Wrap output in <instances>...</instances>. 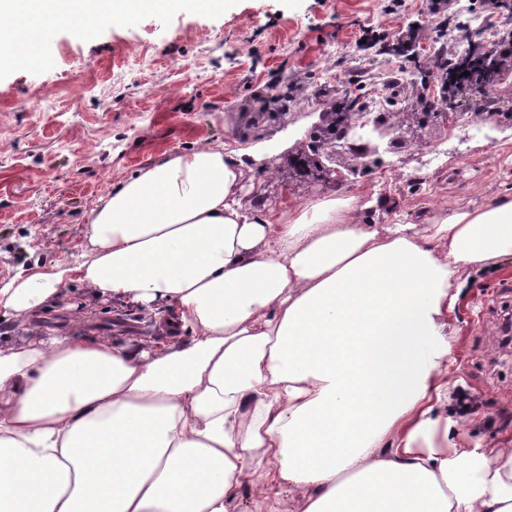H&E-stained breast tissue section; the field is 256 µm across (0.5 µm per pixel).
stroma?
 I'll list each match as a JSON object with an SVG mask.
<instances>
[{"label": "stroma", "instance_id": "obj_1", "mask_svg": "<svg viewBox=\"0 0 512 512\" xmlns=\"http://www.w3.org/2000/svg\"><path fill=\"white\" fill-rule=\"evenodd\" d=\"M389 3L222 0L205 11L198 0H179L131 22L96 24L89 35L58 27L36 74L0 48V287L76 264L89 250L88 216L99 199L167 155L221 143L240 153L244 183L261 182L274 175L266 160L285 162L352 77L368 96L393 98L389 72L414 62L377 54L362 43L364 28L391 44L416 22L413 51L430 70L434 47L457 51L466 17L447 28L446 11L432 12L430 0H406L398 11ZM284 77L295 87L284 123L258 121V98ZM391 162L412 178L373 196L365 214L378 224H419L512 192V130L493 146L462 124L423 130L393 154H368L359 182L336 195L361 196ZM507 311L512 257L473 269L444 318L450 388L480 395L486 408L463 417L451 400L435 413L458 421L473 447L512 445V347L496 342ZM1 331L18 344L64 334L155 350L192 337L168 305L101 296L75 280L54 306L1 321Z\"/></svg>", "mask_w": 512, "mask_h": 512}]
</instances>
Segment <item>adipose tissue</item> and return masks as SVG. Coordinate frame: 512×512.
<instances>
[{
	"label": "adipose tissue",
	"mask_w": 512,
	"mask_h": 512,
	"mask_svg": "<svg viewBox=\"0 0 512 512\" xmlns=\"http://www.w3.org/2000/svg\"><path fill=\"white\" fill-rule=\"evenodd\" d=\"M241 177L220 145L167 156L101 198L86 259L0 288L2 319L76 277L193 333L0 345V512H227L255 470L296 512H512V448L429 439L444 314L512 256V193L372 224L342 196L262 213Z\"/></svg>",
	"instance_id": "ef3b65f1"
}]
</instances>
